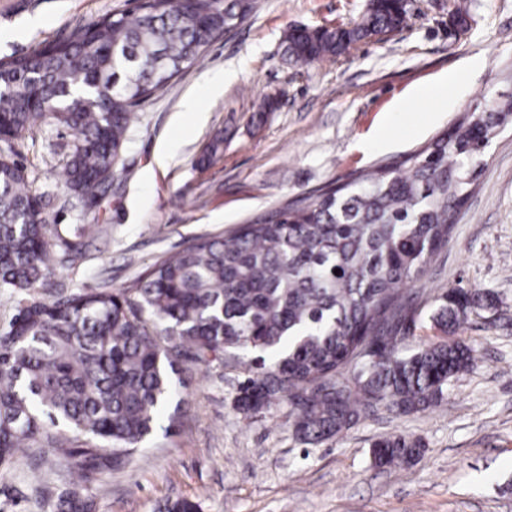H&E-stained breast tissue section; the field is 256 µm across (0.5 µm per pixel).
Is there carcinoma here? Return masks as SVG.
Wrapping results in <instances>:
<instances>
[{"mask_svg":"<svg viewBox=\"0 0 512 512\" xmlns=\"http://www.w3.org/2000/svg\"><path fill=\"white\" fill-rule=\"evenodd\" d=\"M255 8L256 0H139L67 39L0 58V289L15 302L0 333V461L50 448L47 469L94 483L161 419L176 432L185 363L206 368L239 351L252 359L234 409L254 417L284 407L312 447L380 404L409 415L448 402V384L474 365L460 341L406 354L392 331L410 311L406 287L447 245L475 184V138L495 139L512 100L465 113L398 162L222 236L193 238L129 288L32 296L54 264L73 266L85 252L66 239L61 254L49 250L42 197L10 142L47 118L72 129L64 188L81 200L103 197L137 111ZM406 16L404 0H368L345 25L288 30L284 55L300 65L336 57L394 34ZM494 301L491 291L450 288L429 321L447 335ZM421 453L419 440L390 434L375 440L372 459L403 466ZM93 508L94 497L77 491L56 504V512ZM164 512H199V504L180 498Z\"/></svg>","mask_w":512,"mask_h":512,"instance_id":"1","label":"carcinoma"}]
</instances>
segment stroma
<instances>
[{
	"mask_svg": "<svg viewBox=\"0 0 512 512\" xmlns=\"http://www.w3.org/2000/svg\"><path fill=\"white\" fill-rule=\"evenodd\" d=\"M232 34L210 45L140 112L122 168L100 202L59 188L71 130L46 121L12 142L43 214L50 243L83 226L86 258L55 265L35 295L129 287L161 257L194 237L217 236L331 182H343L413 152L463 113L512 96V0H464V29L449 23L452 0H408V19L387 39L369 38L331 61L295 66L283 55L296 26H337L368 0H257ZM125 0H0V57L28 54L69 37ZM461 74L450 107L413 111L395 104L443 75ZM222 82L218 95L210 85ZM274 108L257 111L265 97ZM197 98L201 114L185 111ZM223 137L203 161L206 146ZM474 190L447 246L409 286L412 322L401 346L441 340L428 314L455 287L488 290L499 304L480 309L456 337L476 362L448 385L447 405L398 416L378 408L341 437L311 448L284 412L246 418L233 408L242 360L195 370L182 396L177 434L156 430L125 461L104 472L109 491L95 512H161L188 498L201 512H512V125L476 161ZM421 439L411 466L378 467L379 436ZM77 472L39 469L20 454L0 465V512H54Z\"/></svg>",
	"mask_w": 512,
	"mask_h": 512,
	"instance_id": "obj_1",
	"label": "stroma"
}]
</instances>
